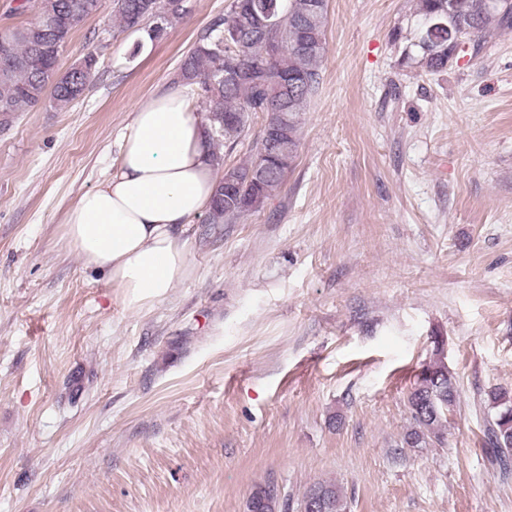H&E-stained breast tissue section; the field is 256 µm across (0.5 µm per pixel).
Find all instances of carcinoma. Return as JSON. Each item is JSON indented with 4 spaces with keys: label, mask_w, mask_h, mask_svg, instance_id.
Segmentation results:
<instances>
[{
    "label": "carcinoma",
    "mask_w": 512,
    "mask_h": 512,
    "mask_svg": "<svg viewBox=\"0 0 512 512\" xmlns=\"http://www.w3.org/2000/svg\"><path fill=\"white\" fill-rule=\"evenodd\" d=\"M161 28H149L154 39L167 26L182 20L188 7L168 0ZM155 0H112L118 28L135 32L144 25ZM425 20L418 46L420 64L429 72L448 67L458 38L481 43L498 31L512 28V0H418ZM102 0H37L34 20L4 34L0 42V127L14 115L44 100L58 111L70 110L84 94L95 69L71 64L60 69V57L73 34L97 15ZM328 0H232L196 47L181 60L177 80L201 96L209 143L231 145L243 135L254 112L266 114L256 153L248 163L224 168L212 205L211 224H231L258 211L285 182L298 153V118L319 87V66L326 51ZM242 75L224 78V69ZM459 396L454 376L441 360L427 366L410 392L411 425L396 445L425 448L444 439L446 412ZM493 414L484 429L490 463L504 477L512 472V391L497 387L488 393ZM323 497L318 512H347L341 486L331 480L313 483L302 500ZM250 512H288V503L257 485Z\"/></svg>",
    "instance_id": "obj_1"
}]
</instances>
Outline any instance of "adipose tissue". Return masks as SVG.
Here are the masks:
<instances>
[{"label":"adipose tissue","mask_w":512,"mask_h":512,"mask_svg":"<svg viewBox=\"0 0 512 512\" xmlns=\"http://www.w3.org/2000/svg\"><path fill=\"white\" fill-rule=\"evenodd\" d=\"M205 124L184 90L157 94L123 133L117 171L67 213L66 247L107 271L126 307L164 299L191 271L178 229L208 209L219 183Z\"/></svg>","instance_id":"1"}]
</instances>
